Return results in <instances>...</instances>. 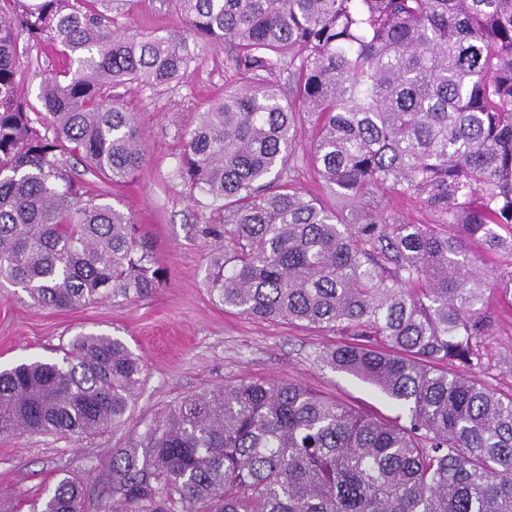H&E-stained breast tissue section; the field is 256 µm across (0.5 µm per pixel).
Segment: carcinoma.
Returning a JSON list of instances; mask_svg holds the SVG:
<instances>
[{"label": "carcinoma", "mask_w": 512, "mask_h": 512, "mask_svg": "<svg viewBox=\"0 0 512 512\" xmlns=\"http://www.w3.org/2000/svg\"><path fill=\"white\" fill-rule=\"evenodd\" d=\"M135 2L0 0V279L43 309L156 290L151 239L104 201L146 152L113 90L169 88L189 41L228 44L250 80L184 131L171 171L218 213L206 286L255 319L351 337L313 363L399 414L226 381L111 449L102 512H512V393L472 378L494 335L486 293L512 305V0H175L187 27L165 37L122 28ZM40 42L64 67L34 106L20 59ZM305 167L332 205L299 190ZM380 193L427 223L372 205ZM470 241L511 262L487 277ZM143 372L121 339L81 333L0 369V435L94 437L126 419ZM28 507L85 512L83 479L62 472ZM382 201L385 207L393 209L397 214H399L401 219H405L412 224L424 223L427 220L425 214H423L413 203H398V201L389 194H384Z\"/></svg>", "instance_id": "obj_1"}]
</instances>
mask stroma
<instances>
[{
    "instance_id": "35a3bbf8",
    "label": "stroma",
    "mask_w": 512,
    "mask_h": 512,
    "mask_svg": "<svg viewBox=\"0 0 512 512\" xmlns=\"http://www.w3.org/2000/svg\"><path fill=\"white\" fill-rule=\"evenodd\" d=\"M124 23L160 36L179 24L169 0H138ZM182 82L171 89L128 86L120 91L127 111L136 113L147 155L133 180L112 187L111 199L151 238L164 277L148 298L123 306L105 302L75 309L49 310L31 304L12 287L0 289V366L20 359H52L78 333L122 338L142 357L145 372L124 423L74 444L51 435L0 436V503L36 499L53 487L60 470L84 477L85 512H98L108 475L110 449L127 444L135 430L160 416L183 396L227 380L284 378L302 382L328 397L395 417L396 408L370 385L322 369L311 358L319 347L337 343L334 335L285 321L266 322L221 306L206 286L209 245L199 235L209 212L190 201L186 189L169 178L183 130L225 92L243 85L247 72L236 69L232 51L202 42ZM27 79L20 92L36 102L46 74L62 60L44 45L22 59ZM487 306L495 320L488 368L478 381L512 393V307L492 295Z\"/></svg>"
}]
</instances>
